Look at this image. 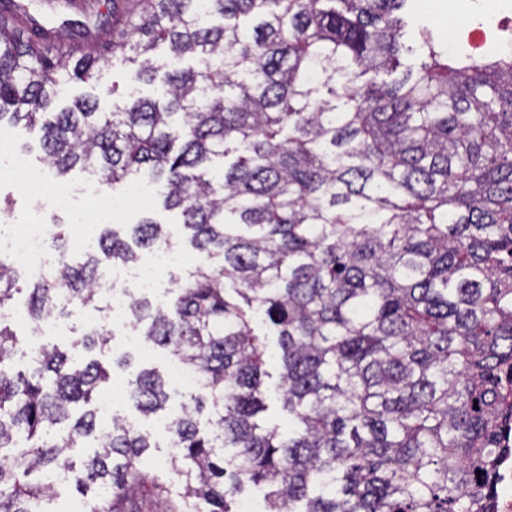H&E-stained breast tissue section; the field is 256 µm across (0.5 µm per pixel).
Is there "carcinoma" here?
Here are the masks:
<instances>
[{
	"label": "carcinoma",
	"instance_id": "carcinoma-1",
	"mask_svg": "<svg viewBox=\"0 0 512 512\" xmlns=\"http://www.w3.org/2000/svg\"><path fill=\"white\" fill-rule=\"evenodd\" d=\"M406 3L112 0L109 49L133 81L155 80L162 44L203 66L102 112L94 95L56 104L100 59L0 0V125L40 126L59 180L78 168L105 193L160 185L216 261L127 307L200 378L170 438L207 512H238L260 484L265 512H487L512 417V50L450 52L423 26L409 40ZM58 227L59 266L26 286V317L48 320L62 296L91 307L102 317L81 344L102 354L103 270L172 243L145 216L128 241L100 225L97 251L74 261ZM22 278L0 261V512H42V473L72 468L83 439L86 512H180L140 465L150 436L101 427L105 364L53 345L12 368L5 312ZM257 312L278 336L286 437L266 420ZM127 394L146 417L168 401L148 369ZM91 483L104 501L85 498Z\"/></svg>",
	"mask_w": 512,
	"mask_h": 512
}]
</instances>
